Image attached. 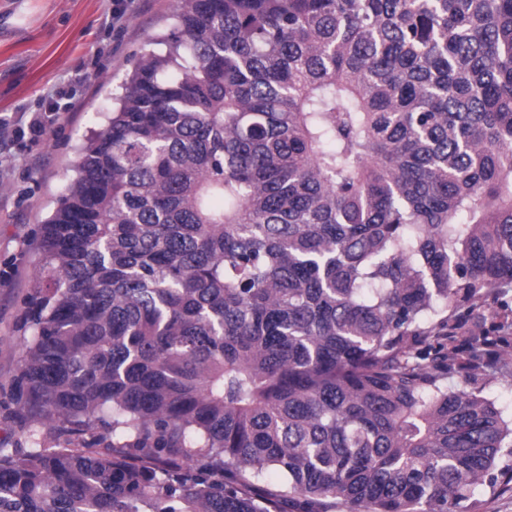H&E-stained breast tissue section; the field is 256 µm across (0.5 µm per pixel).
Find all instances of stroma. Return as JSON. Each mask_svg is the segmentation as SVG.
I'll return each mask as SVG.
<instances>
[{
    "label": "stroma",
    "instance_id": "stroma-1",
    "mask_svg": "<svg viewBox=\"0 0 512 512\" xmlns=\"http://www.w3.org/2000/svg\"><path fill=\"white\" fill-rule=\"evenodd\" d=\"M112 0H0V116L45 105L49 90L80 75L78 101L36 145L0 153V448L27 443L14 381L24 350L23 321L42 265L40 228L71 176L77 144L99 129L112 97L167 30L172 0H132L119 34L103 23Z\"/></svg>",
    "mask_w": 512,
    "mask_h": 512
}]
</instances>
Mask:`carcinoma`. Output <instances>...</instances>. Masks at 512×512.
Wrapping results in <instances>:
<instances>
[{
  "label": "carcinoma",
  "instance_id": "1",
  "mask_svg": "<svg viewBox=\"0 0 512 512\" xmlns=\"http://www.w3.org/2000/svg\"><path fill=\"white\" fill-rule=\"evenodd\" d=\"M172 19L42 225L0 512H474L512 481V0Z\"/></svg>",
  "mask_w": 512,
  "mask_h": 512
}]
</instances>
